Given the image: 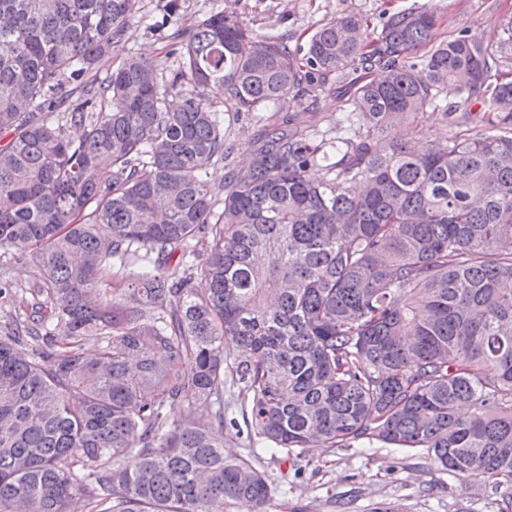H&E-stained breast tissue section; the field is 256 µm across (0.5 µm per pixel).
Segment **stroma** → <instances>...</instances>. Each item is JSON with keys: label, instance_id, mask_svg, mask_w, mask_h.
I'll return each mask as SVG.
<instances>
[{"label": "stroma", "instance_id": "obj_1", "mask_svg": "<svg viewBox=\"0 0 512 512\" xmlns=\"http://www.w3.org/2000/svg\"><path fill=\"white\" fill-rule=\"evenodd\" d=\"M157 0H141L129 46L162 56L168 42L152 31ZM433 6L445 32L470 35L512 33V0H179L175 16L186 28L210 12L233 10L258 35H285L302 43L315 25L348 12L365 14L381 27L386 14ZM227 455L251 459L272 484L266 512H498L500 494L488 482L466 481L448 472L422 449H400L379 441L344 448H296L290 454L263 453V440L246 426L241 398L224 386Z\"/></svg>", "mask_w": 512, "mask_h": 512}]
</instances>
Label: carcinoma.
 <instances>
[{
  "mask_svg": "<svg viewBox=\"0 0 512 512\" xmlns=\"http://www.w3.org/2000/svg\"><path fill=\"white\" fill-rule=\"evenodd\" d=\"M139 10L0 0V252L38 271L0 331V512H261L268 477L224 456L227 367L271 452L424 448L512 512V35L436 42L423 7L292 46L221 10L151 58L128 48ZM212 83L238 116L279 107L245 167ZM477 97L465 133L390 138ZM202 399L209 420L169 419Z\"/></svg>",
  "mask_w": 512,
  "mask_h": 512,
  "instance_id": "obj_1",
  "label": "carcinoma"
}]
</instances>
